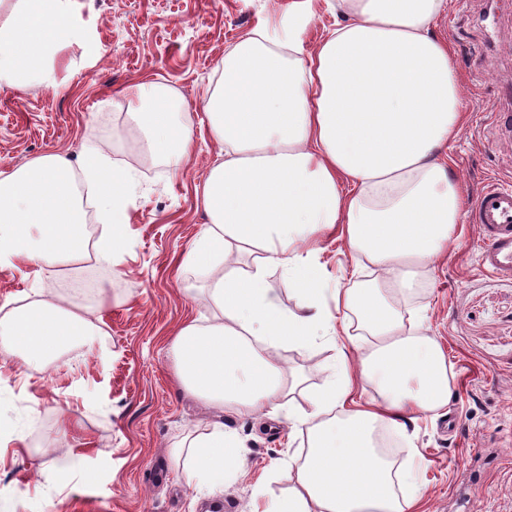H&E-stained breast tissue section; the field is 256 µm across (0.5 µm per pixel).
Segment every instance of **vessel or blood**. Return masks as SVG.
<instances>
[{"instance_id":"1","label":"vessel or blood","mask_w":512,"mask_h":512,"mask_svg":"<svg viewBox=\"0 0 512 512\" xmlns=\"http://www.w3.org/2000/svg\"><path fill=\"white\" fill-rule=\"evenodd\" d=\"M472 219L484 233L480 265L484 271L512 274V187L493 184L478 196Z\"/></svg>"}]
</instances>
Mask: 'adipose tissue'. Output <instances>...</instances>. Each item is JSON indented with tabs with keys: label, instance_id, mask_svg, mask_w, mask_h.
<instances>
[{
	"label": "adipose tissue",
	"instance_id": "ef3b65f1",
	"mask_svg": "<svg viewBox=\"0 0 512 512\" xmlns=\"http://www.w3.org/2000/svg\"><path fill=\"white\" fill-rule=\"evenodd\" d=\"M72 4L0 0V84L54 86L46 61ZM447 8L448 0H336L340 22L310 48L303 33L312 10L289 13L284 37L256 27L225 52L223 79L203 101L218 148L199 196L209 222L179 266L206 277L213 310L206 323L176 331L175 372L197 400L283 413L307 435L305 454L282 472L287 496L257 492L251 512H414L419 500L397 493L410 475L380 454L374 433L448 404V360L399 306L447 254L463 217L448 146L467 105L453 51L434 31ZM137 98L129 122L168 166L181 168L195 146L193 126L156 86H139ZM82 183L108 226L93 243L83 232ZM135 186L132 172L106 166L95 146L77 169L49 152L0 171V267L50 275L91 253L118 265ZM332 231L374 268L373 287L328 288L316 245ZM235 249L251 259L225 270ZM275 267L288 273L294 308L268 286ZM352 315L366 337L350 352L340 336ZM103 323L44 299L1 305L0 354L37 370L70 344L93 343ZM321 340L334 350L340 378L292 405L301 379L279 352ZM358 379L376 388L363 404L353 397ZM239 446L238 435L217 424L173 443L171 457L215 489L241 469Z\"/></svg>",
	"mask_w": 512,
	"mask_h": 512
}]
</instances>
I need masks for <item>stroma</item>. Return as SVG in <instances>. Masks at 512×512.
I'll return each mask as SVG.
<instances>
[{
	"label": "stroma",
	"instance_id": "stroma-1",
	"mask_svg": "<svg viewBox=\"0 0 512 512\" xmlns=\"http://www.w3.org/2000/svg\"><path fill=\"white\" fill-rule=\"evenodd\" d=\"M288 2L78 0L51 60L54 86L0 87V171L50 151L75 162L96 145L108 164L139 180L126 207L123 262L103 267L84 258L67 274L111 286L105 338L77 344L40 371H19L0 355V512H205L211 501L249 512L256 489L287 494L279 469L302 453V435L286 417L261 424L191 398L174 375L169 342L185 322L210 315L204 277L176 264L208 222L195 191L216 147L201 102L226 49L245 32L265 23L285 34ZM485 8V0H448L437 23L469 105L449 153L470 206L490 181L512 183V136L494 122L496 113H512V7L500 14L498 51L480 57ZM89 43L97 53H86ZM141 84L177 90L198 132L180 171L159 160L143 166L125 146L140 135L127 114ZM482 244L479 225L459 224L447 258L419 276L410 299L452 367L441 416L382 430L400 467L422 458L418 512H512V275L481 269ZM318 257L330 278L362 287L365 272L336 235L321 240ZM59 284L23 266L1 267L0 304L45 297ZM188 285L194 294L185 293ZM279 355L308 390L324 387L328 345ZM217 423L240 435L244 466L210 491L171 461L169 449Z\"/></svg>",
	"mask_w": 512,
	"mask_h": 512
}]
</instances>
